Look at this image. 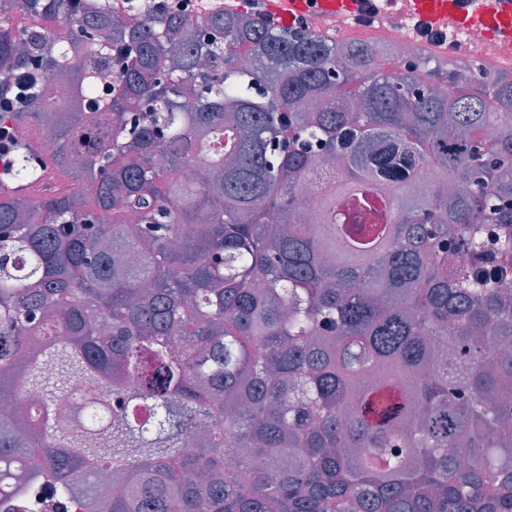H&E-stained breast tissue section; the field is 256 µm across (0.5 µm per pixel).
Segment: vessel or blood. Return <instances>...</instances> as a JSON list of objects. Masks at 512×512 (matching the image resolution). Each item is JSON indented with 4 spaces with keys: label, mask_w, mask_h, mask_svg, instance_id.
Here are the masks:
<instances>
[{
    "label": "vessel or blood",
    "mask_w": 512,
    "mask_h": 512,
    "mask_svg": "<svg viewBox=\"0 0 512 512\" xmlns=\"http://www.w3.org/2000/svg\"><path fill=\"white\" fill-rule=\"evenodd\" d=\"M259 11L280 27H304L317 33L342 25L352 28L367 17L376 32L393 27L417 31H447L444 43L429 44V51L444 56L449 43L473 27L486 33L473 46L476 60L512 66V0H257Z\"/></svg>",
    "instance_id": "vessel-or-blood-1"
}]
</instances>
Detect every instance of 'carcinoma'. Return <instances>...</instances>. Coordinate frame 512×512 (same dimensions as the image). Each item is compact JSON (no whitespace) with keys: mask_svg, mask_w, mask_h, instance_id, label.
I'll use <instances>...</instances> for the list:
<instances>
[{"mask_svg":"<svg viewBox=\"0 0 512 512\" xmlns=\"http://www.w3.org/2000/svg\"><path fill=\"white\" fill-rule=\"evenodd\" d=\"M376 55L0 0V87L32 75L9 179L49 134L73 184L0 199V487L21 461L61 497L111 473L100 512H512V71Z\"/></svg>","mask_w":512,"mask_h":512,"instance_id":"1","label":"carcinoma"}]
</instances>
